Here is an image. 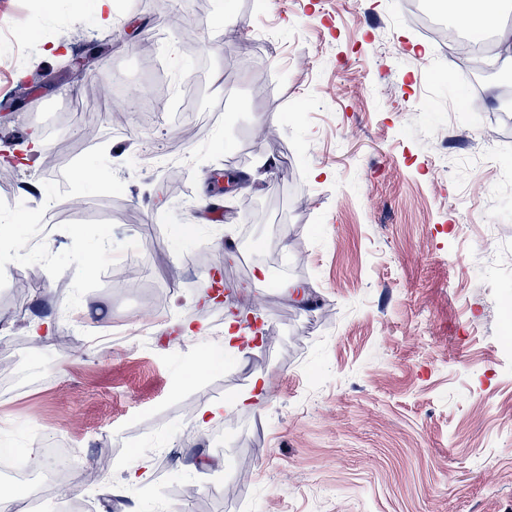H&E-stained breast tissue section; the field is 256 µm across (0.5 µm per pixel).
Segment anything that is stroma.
<instances>
[{"label":"stroma","mask_w":512,"mask_h":512,"mask_svg":"<svg viewBox=\"0 0 512 512\" xmlns=\"http://www.w3.org/2000/svg\"><path fill=\"white\" fill-rule=\"evenodd\" d=\"M124 2L105 22L94 0H0V152L24 154L0 181L17 218L0 236L33 256L21 296L0 264V441L36 457L55 440L106 468L74 488L85 512H512L502 83L479 82L470 111L402 0ZM96 45L106 68L67 79L64 61ZM186 84L214 118L176 147L149 96ZM34 134L43 149L26 152ZM217 170L244 174L240 189ZM181 224L193 237L175 239ZM227 250L234 291L203 304ZM232 310L280 340L182 384ZM73 315L84 330L63 355ZM255 375L265 397L236 405ZM210 405L223 415L185 421ZM132 468L153 497L126 492Z\"/></svg>","instance_id":"stroma-1"}]
</instances>
